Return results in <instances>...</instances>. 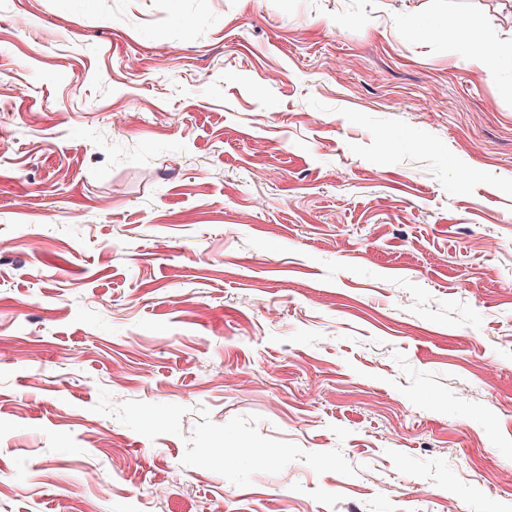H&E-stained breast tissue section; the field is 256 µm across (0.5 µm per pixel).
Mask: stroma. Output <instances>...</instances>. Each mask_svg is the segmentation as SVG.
<instances>
[{
  "label": "stroma",
  "mask_w": 512,
  "mask_h": 512,
  "mask_svg": "<svg viewBox=\"0 0 512 512\" xmlns=\"http://www.w3.org/2000/svg\"><path fill=\"white\" fill-rule=\"evenodd\" d=\"M0 235V512H512V0H0Z\"/></svg>",
  "instance_id": "35a3bbf8"
}]
</instances>
